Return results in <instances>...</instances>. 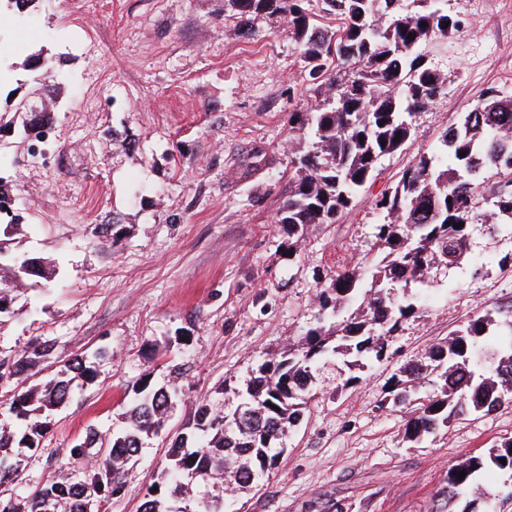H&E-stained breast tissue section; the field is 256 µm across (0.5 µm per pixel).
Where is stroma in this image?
<instances>
[{"instance_id": "1", "label": "stroma", "mask_w": 512, "mask_h": 512, "mask_svg": "<svg viewBox=\"0 0 512 512\" xmlns=\"http://www.w3.org/2000/svg\"><path fill=\"white\" fill-rule=\"evenodd\" d=\"M447 9L458 31L424 49L446 77L443 94L416 116L402 148L379 159L339 222L310 232L293 255L275 216L290 157L310 143L288 115L311 111L318 93L287 16L256 20L246 38L226 0H97L87 14L73 13L71 0H40L0 23V44L30 21L41 30L26 52L0 58L11 73L0 83V179L20 217L9 249L56 269L15 300L0 358L37 338L53 341L55 362L110 351L1 495L22 500L61 478L59 463L86 428L119 432L129 388L148 372L179 392L168 427L147 440L124 493L98 506L139 512L194 405L236 406L261 365L302 335L320 280L380 257L376 199L489 91L512 97V0H448ZM35 51L50 70L29 67ZM41 111L45 134L28 138L24 126ZM113 219L116 235L99 234ZM470 248L468 261L434 274L419 312L383 360L358 369L356 385L314 377L277 468L237 493L238 512H512L505 472L480 478L472 497L446 495L465 454L512 438V404L412 444L410 411L388 390L408 362L512 301V234L492 239L476 224Z\"/></svg>"}]
</instances>
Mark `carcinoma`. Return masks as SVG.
<instances>
[{"label": "carcinoma", "mask_w": 512, "mask_h": 512, "mask_svg": "<svg viewBox=\"0 0 512 512\" xmlns=\"http://www.w3.org/2000/svg\"><path fill=\"white\" fill-rule=\"evenodd\" d=\"M243 17L244 34L257 19L288 11L300 56L319 92L311 112L289 113V124L309 129L312 148L293 160L296 173L277 223L288 230V251L297 252L308 233L336 224L375 172L378 160L410 137L415 113L444 90L446 78L426 62L423 47L432 35L458 29L446 0H322V12L337 17L335 30L311 23L305 0H227ZM426 26H421V23ZM414 39H409V36ZM386 144H381V141ZM443 150L422 155L403 170L392 190L376 201L387 221L375 225L384 257L362 287L358 266L328 275L317 292L316 312L296 346L265 363L232 411L197 404L185 431L171 441L168 462L148 488L142 512H224V497L199 501L187 478L221 481L226 465L244 488L277 467L276 441L300 423L312 368L328 352L381 360L400 324L417 310L419 296L394 298L397 288H426L433 272L468 259L470 230L479 220V201L492 206L483 220L489 237L512 224V97L491 91L483 103L445 130ZM465 155H459V152ZM453 165H444L447 160ZM39 272L26 273V259L0 241V325L11 313L14 292L54 274L42 257ZM335 340V346L327 342ZM53 346L35 341L18 357L0 359V380L21 387L0 403V484L20 476L13 449L37 450L52 417L72 398L75 386L95 378L86 358L64 363L60 376L39 375ZM439 387L417 396L420 381ZM393 403L412 408L404 437L416 443L441 426L512 402V303L498 305L435 344L391 377ZM127 425L117 437L101 438L89 428L70 450L73 476L46 481L20 503L0 497V512H95L104 498L122 493L124 476L136 461L143 437L161 432L172 394L150 388L144 374L132 384ZM506 463H500V459ZM495 467L512 473V439L486 453H470L448 473V500L471 490L476 478ZM465 472L459 478V472Z\"/></svg>", "instance_id": "obj_1"}]
</instances>
